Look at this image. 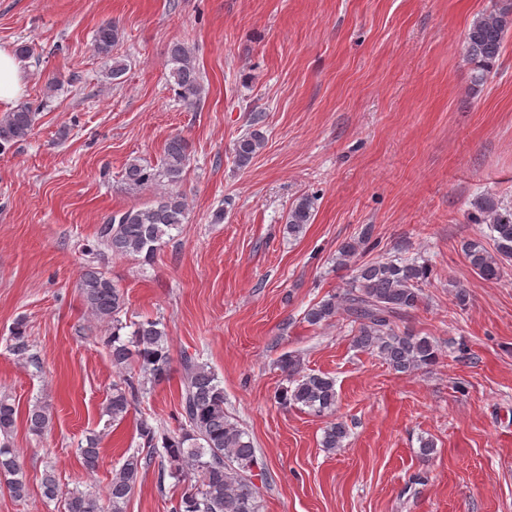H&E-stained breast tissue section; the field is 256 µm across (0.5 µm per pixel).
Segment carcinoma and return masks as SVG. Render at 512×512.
I'll return each instance as SVG.
<instances>
[{
    "mask_svg": "<svg viewBox=\"0 0 512 512\" xmlns=\"http://www.w3.org/2000/svg\"><path fill=\"white\" fill-rule=\"evenodd\" d=\"M512 32V0H496L491 9L481 13L466 30L463 56L472 67V80L484 83L496 70L504 42ZM119 41V29L107 22L101 24L93 38L95 51L112 58L110 76L123 75L125 64L112 57V47ZM170 82L178 98L188 106L196 105L204 86L192 50L176 42L169 47ZM36 121L32 106L23 103L0 117V150L30 136ZM264 136L255 129L240 136L235 143V159L247 166L263 147ZM189 143L180 136L171 137L165 144L161 166L153 168L137 160L127 164L124 179L136 190L150 187L160 178L167 179L175 190L153 203L113 214L99 229L100 244L114 256H138L145 260L154 257L168 231L185 223L186 200L176 189L183 177L188 159ZM313 201L302 196L288 211V234H302L311 222ZM483 223L490 228L494 249L477 241H469L462 251L472 270L482 279L498 281L512 262V207L491 196L477 201ZM368 236L342 244L338 265L348 266ZM431 270L415 260L397 258L383 263L360 266L342 293L332 294L312 305L305 320L312 326L330 322L342 314L355 326V344L377 353L394 371L411 373L434 365L439 360L438 348L427 337L411 332H398L397 320L416 309L423 299V286ZM79 292L89 313L98 321L112 323L109 341L112 366L124 370L137 356L140 370L159 382L170 370L171 356L165 325L146 318L135 323L129 340L121 338L125 328L120 314L125 308L124 291L106 273L90 267L78 283ZM10 350L24 359L29 343L23 322L15 324L10 336ZM183 388L181 389L179 428L159 432L142 420L137 423L140 445L146 454L127 455L118 470L113 472L105 495L92 492H63L54 471L45 470L41 478L43 495L48 500L63 499L64 512H124L126 502L146 468L151 464L156 448L164 450L169 467H160L159 487L165 477L176 479L183 491L172 506V512H261L259 487L254 479H266L264 463L258 459L249 435L224 412V387L205 363L192 355H183ZM280 368L289 386L277 394L283 407L305 408L317 416H330L336 408L335 381L324 374L301 373L300 364L292 356L280 359ZM135 397L132 378L112 387L105 412L112 422L123 421ZM18 410L5 396L0 397V481L11 496L23 500L28 495V480L23 463L9 437L16 424ZM52 422L45 405L35 404L28 409L26 423L30 432L41 435ZM348 435L344 422L331 420L323 430L321 446L334 453L343 446ZM100 436L86 438L78 448L86 467L96 466L100 454Z\"/></svg>",
    "mask_w": 512,
    "mask_h": 512,
    "instance_id": "1",
    "label": "carcinoma"
}]
</instances>
